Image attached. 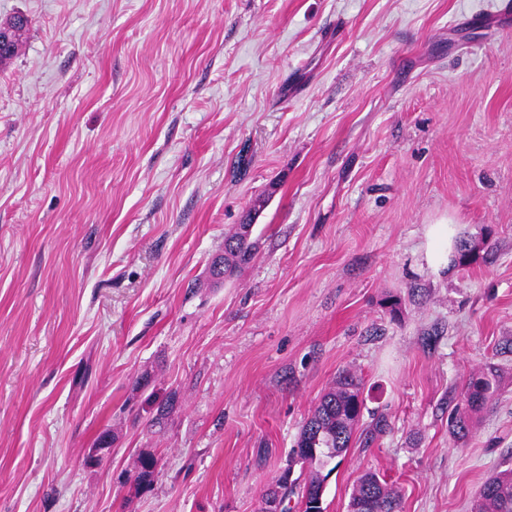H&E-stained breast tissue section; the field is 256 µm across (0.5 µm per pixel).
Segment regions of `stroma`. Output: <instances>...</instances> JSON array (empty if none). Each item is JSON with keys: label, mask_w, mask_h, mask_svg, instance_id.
Returning <instances> with one entry per match:
<instances>
[{"label": "stroma", "mask_w": 512, "mask_h": 512, "mask_svg": "<svg viewBox=\"0 0 512 512\" xmlns=\"http://www.w3.org/2000/svg\"><path fill=\"white\" fill-rule=\"evenodd\" d=\"M498 3L0 0L30 20L0 65V512H257L343 371L366 408L327 512L368 470L472 512L512 468ZM253 224H239L236 231L224 239V255L219 256L224 263V276L248 264L253 258L255 242L252 241ZM491 381L485 374L474 376L469 379V404L472 408H481L490 399Z\"/></svg>", "instance_id": "obj_1"}]
</instances>
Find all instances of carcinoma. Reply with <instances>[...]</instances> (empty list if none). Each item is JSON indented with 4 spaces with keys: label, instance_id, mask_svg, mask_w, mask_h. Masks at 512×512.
I'll return each instance as SVG.
<instances>
[{
    "label": "carcinoma",
    "instance_id": "carcinoma-1",
    "mask_svg": "<svg viewBox=\"0 0 512 512\" xmlns=\"http://www.w3.org/2000/svg\"><path fill=\"white\" fill-rule=\"evenodd\" d=\"M5 25L16 28L12 41L0 60L12 57L18 47L21 35L28 29V19L14 17ZM253 225L240 224L236 231L224 239V255L220 262L224 269L212 270V275L221 279L248 264L253 258L255 242L252 241ZM491 381L485 374L469 379V404L477 409L490 399ZM364 406L361 382L345 374L336 380V386L322 395L313 414L302 425L293 455L302 456L312 450L316 460L309 465L308 477L304 482L294 479L289 482L277 481L272 492L280 493L286 500L298 495L299 512H309V504L323 499L324 490L320 472L333 460L342 456L350 447L354 425L359 422ZM156 461L151 456L138 460L137 480L145 485L151 481ZM357 500L369 504L367 512H400L399 497L388 489L386 482L377 474L366 472L361 475L353 489L350 502ZM474 512H512V469H506L488 479L482 486Z\"/></svg>",
    "mask_w": 512,
    "mask_h": 512
}]
</instances>
